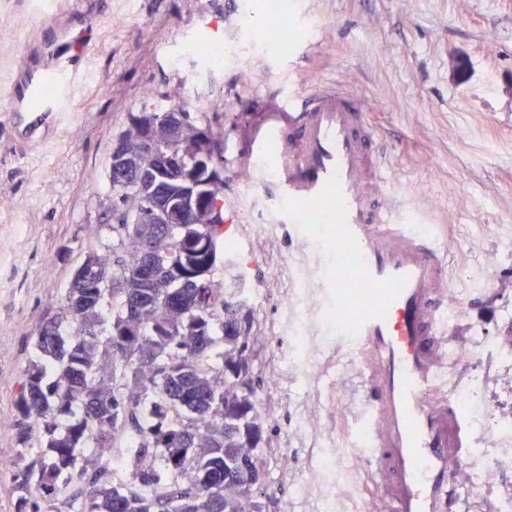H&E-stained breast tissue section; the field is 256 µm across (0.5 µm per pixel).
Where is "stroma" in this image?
<instances>
[{
  "label": "stroma",
  "mask_w": 512,
  "mask_h": 512,
  "mask_svg": "<svg viewBox=\"0 0 512 512\" xmlns=\"http://www.w3.org/2000/svg\"><path fill=\"white\" fill-rule=\"evenodd\" d=\"M263 0H0V452L12 454L16 382L39 356L36 332L49 300L67 287L92 240L111 221L112 135L145 91L187 111L216 114L230 130L242 100L340 80L371 104L390 189L422 224L446 230L451 334L478 348L449 367L444 386L463 397L473 377L483 402L512 421V0H300L315 27L288 47L265 34ZM82 14L86 75L74 103L38 148L20 142L9 87L47 25ZM238 221V277L261 338L253 358L265 420L268 512H384L355 450L362 406L360 361L341 345L320 272L335 248L330 227L303 239L270 204L224 173ZM465 468L487 481L455 486L457 512H499L512 497V432Z\"/></svg>",
  "instance_id": "obj_1"
}]
</instances>
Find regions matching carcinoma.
I'll return each mask as SVG.
<instances>
[{"label":"carcinoma","instance_id":"cac0c4a2","mask_svg":"<svg viewBox=\"0 0 512 512\" xmlns=\"http://www.w3.org/2000/svg\"><path fill=\"white\" fill-rule=\"evenodd\" d=\"M149 96L112 134L132 158L108 170L112 223L88 249L36 336L14 391L15 512H265L268 443L256 397L231 367L243 358L248 308L224 279V166L204 112L167 120ZM184 163L171 167L163 156ZM156 191L171 212L145 208ZM160 262L149 286L146 251ZM144 297L137 317L127 307Z\"/></svg>","mask_w":512,"mask_h":512}]
</instances>
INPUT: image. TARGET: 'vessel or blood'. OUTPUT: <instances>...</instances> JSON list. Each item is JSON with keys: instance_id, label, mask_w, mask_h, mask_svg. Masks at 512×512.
<instances>
[{"instance_id": "obj_1", "label": "vessel or blood", "mask_w": 512, "mask_h": 512, "mask_svg": "<svg viewBox=\"0 0 512 512\" xmlns=\"http://www.w3.org/2000/svg\"><path fill=\"white\" fill-rule=\"evenodd\" d=\"M82 32L47 27L18 70L10 98L26 144L70 103ZM224 140V165L271 192L282 224H332L337 263L322 276L327 307L361 360L358 438L376 496L389 512H455L452 491L473 445L469 421L440 381L448 367L447 247L410 224L388 191L362 95L340 82L266 97Z\"/></svg>"}]
</instances>
